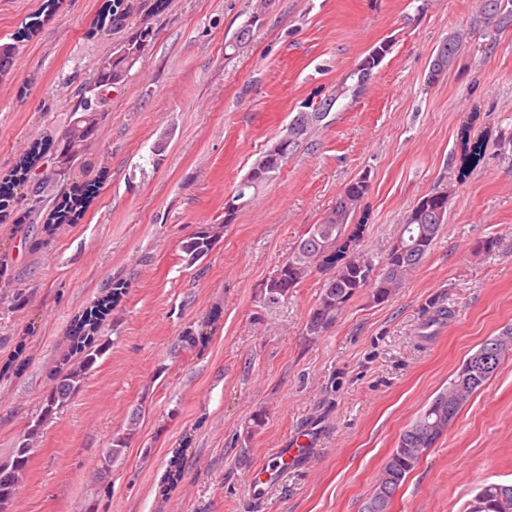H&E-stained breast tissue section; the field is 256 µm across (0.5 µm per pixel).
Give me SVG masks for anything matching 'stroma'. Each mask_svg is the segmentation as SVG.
<instances>
[{"label":"stroma","mask_w":512,"mask_h":512,"mask_svg":"<svg viewBox=\"0 0 512 512\" xmlns=\"http://www.w3.org/2000/svg\"><path fill=\"white\" fill-rule=\"evenodd\" d=\"M0 0V178L32 143L56 140L96 64L143 28L151 37L102 109L104 136L42 202L17 183L0 210V460L31 427V459L8 512H363L400 434L483 342L512 328V28L428 82L441 40L477 0ZM249 41L237 44L244 25ZM392 41L367 90L224 222V203L302 106H318L369 50ZM485 145L465 178L468 141ZM370 175L362 246L383 256L406 212L452 184L424 262L384 303L360 290L318 339L305 334L324 270L269 307L261 284L353 178ZM95 180L76 224L49 225L61 187ZM223 230L187 264L181 245ZM494 253L477 251L485 238ZM124 282L113 295V282ZM107 349L69 404L42 418L53 374L87 308ZM448 318H438V311ZM198 341L186 349L181 338ZM139 433L96 474L133 409ZM264 412L261 428L251 426ZM311 435L307 462L260 502L249 478ZM512 485V353L461 409L388 512H463L483 483Z\"/></svg>","instance_id":"stroma-1"}]
</instances>
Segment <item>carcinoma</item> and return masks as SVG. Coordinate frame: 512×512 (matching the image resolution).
<instances>
[{"mask_svg": "<svg viewBox=\"0 0 512 512\" xmlns=\"http://www.w3.org/2000/svg\"><path fill=\"white\" fill-rule=\"evenodd\" d=\"M484 28L485 35H497L512 26V0H479L475 26L451 30L440 43L429 68L428 81L433 82L457 64L462 52L471 44L475 27ZM150 30L144 28L112 52V67H97L90 83L96 88L83 91L78 109L101 112L112 89L125 82L131 69L143 57ZM385 56L367 54L362 66L336 85L320 105L309 111L297 112L288 124L297 132H288L254 162L245 178L236 186L224 205V223H233L238 211L247 205L259 189L274 180L288 158L295 154L320 125L328 126L333 107L341 99L357 98L370 83L373 72ZM98 123L89 124L74 119L62 131L60 138L50 145L57 157L70 146L79 148L78 158L96 135ZM370 189V176L364 172L347 183L324 221L313 224L294 247L288 258L263 284L260 291L264 304L277 305L288 299L291 290L316 267L329 272L323 281L316 304L306 322V334L317 337L331 328L348 302L361 289L369 290L375 303L387 301L401 288L407 275L427 257L447 223L448 201L452 186L433 190L421 197L401 224L399 234L392 241L375 268L372 259L360 249L357 236L345 237L350 216L360 207ZM214 244L212 230L205 229L188 238L181 246L185 259L194 263L208 255ZM107 344L90 337L75 348L77 358L66 368L57 370L51 389L43 401L41 417L48 418L67 406L83 386L88 373L102 356ZM512 350V330L486 340L449 380L443 389L400 435L397 447L388 456L375 488L366 502L364 512H388L391 500L407 476L422 457L448 430L462 407L498 370L505 353ZM141 410L134 409L125 425L112 436L108 461L118 460L129 442L138 434ZM34 432L13 448L9 461L14 463L8 483L0 482V496L12 497L24 474L33 447ZM467 512H512V493H506L496 484H485L469 504Z\"/></svg>", "mask_w": 512, "mask_h": 512, "instance_id": "cac0c4a2", "label": "carcinoma"}]
</instances>
